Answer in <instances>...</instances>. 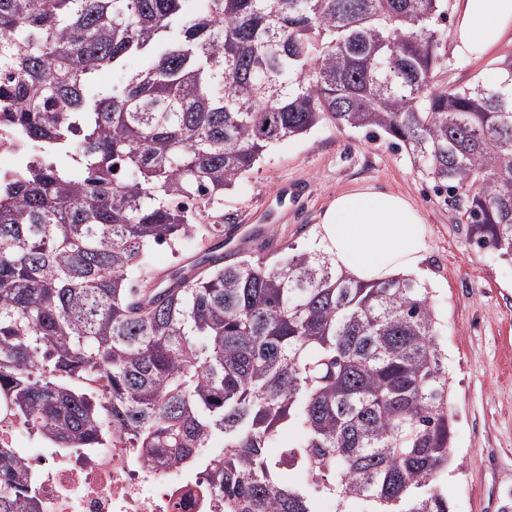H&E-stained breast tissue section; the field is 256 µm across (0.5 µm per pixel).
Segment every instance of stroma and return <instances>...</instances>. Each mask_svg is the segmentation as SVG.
<instances>
[{"label": "stroma", "instance_id": "stroma-1", "mask_svg": "<svg viewBox=\"0 0 512 512\" xmlns=\"http://www.w3.org/2000/svg\"><path fill=\"white\" fill-rule=\"evenodd\" d=\"M512 50V32L484 57L447 55L434 72L440 85L494 83ZM372 185L402 194L429 228L421 281L431 290L437 332L448 350L456 470L441 482L453 512H512V262L477 248L467 225L435 194L405 151L388 140L324 122L272 147L225 191V262L276 259L288 249H318L316 228L336 194ZM257 241L239 245L244 226Z\"/></svg>", "mask_w": 512, "mask_h": 512}]
</instances>
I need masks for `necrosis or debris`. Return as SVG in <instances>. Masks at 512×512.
Listing matches in <instances>:
<instances>
[{
    "instance_id": "4bbe7bcc",
    "label": "necrosis or debris",
    "mask_w": 512,
    "mask_h": 512,
    "mask_svg": "<svg viewBox=\"0 0 512 512\" xmlns=\"http://www.w3.org/2000/svg\"><path fill=\"white\" fill-rule=\"evenodd\" d=\"M24 426L0 421V444L15 448L19 468L39 470L40 512H216V493L201 472L137 449L23 448Z\"/></svg>"
}]
</instances>
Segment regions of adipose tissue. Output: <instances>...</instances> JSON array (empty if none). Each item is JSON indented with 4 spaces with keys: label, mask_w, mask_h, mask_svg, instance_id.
I'll list each match as a JSON object with an SVG mask.
<instances>
[{
    "label": "adipose tissue",
    "mask_w": 512,
    "mask_h": 512,
    "mask_svg": "<svg viewBox=\"0 0 512 512\" xmlns=\"http://www.w3.org/2000/svg\"><path fill=\"white\" fill-rule=\"evenodd\" d=\"M458 52L479 58L512 30V0H457ZM321 250L337 270L363 283L423 273L427 229L403 196L371 186L340 193L317 230Z\"/></svg>",
    "instance_id": "ef3b65f1"
}]
</instances>
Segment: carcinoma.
Instances as JSON below:
<instances>
[{
  "mask_svg": "<svg viewBox=\"0 0 512 512\" xmlns=\"http://www.w3.org/2000/svg\"><path fill=\"white\" fill-rule=\"evenodd\" d=\"M191 2L0 0V99L39 148L0 175V402L52 448L118 435L203 468L224 512H317L319 493L334 512H452L429 288L360 283L318 250L205 255L157 287L141 263L224 238V191L325 121L405 150L512 260V54L494 86L442 87L448 0ZM130 56L144 66L96 92ZM0 512H37L2 446Z\"/></svg>",
  "mask_w": 512,
  "mask_h": 512,
  "instance_id": "cac0c4a2",
  "label": "carcinoma"
}]
</instances>
